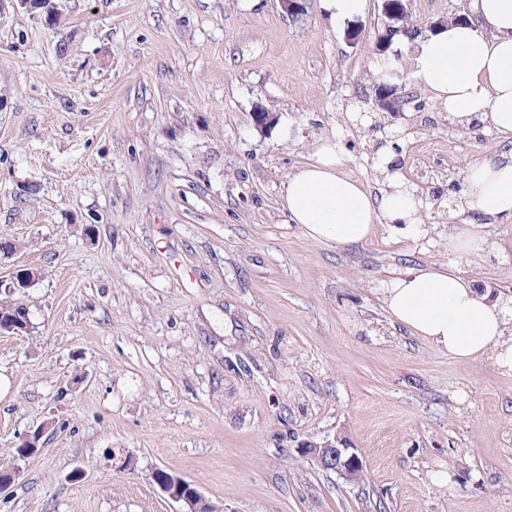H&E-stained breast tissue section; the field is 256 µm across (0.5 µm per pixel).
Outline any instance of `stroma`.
Segmentation results:
<instances>
[{
    "instance_id": "1",
    "label": "stroma",
    "mask_w": 512,
    "mask_h": 512,
    "mask_svg": "<svg viewBox=\"0 0 512 512\" xmlns=\"http://www.w3.org/2000/svg\"><path fill=\"white\" fill-rule=\"evenodd\" d=\"M368 2L335 26L320 0L294 16L279 0H54L53 25L0 0V236L19 244L0 255V301L30 319L0 335V461L16 469L0 512H182L160 470L224 512H512V372L448 357L379 299L447 261L467 162L512 145L438 112L396 40L390 131L424 236L319 243L281 206L326 136L383 188L350 118L378 83ZM426 143L429 178L411 168ZM486 231L494 248L466 273L511 298L512 218ZM21 265L37 276L15 291ZM337 434L359 481L295 451Z\"/></svg>"
}]
</instances>
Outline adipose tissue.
Instances as JSON below:
<instances>
[{"instance_id":"ef3b65f1","label":"adipose tissue","mask_w":512,"mask_h":512,"mask_svg":"<svg viewBox=\"0 0 512 512\" xmlns=\"http://www.w3.org/2000/svg\"><path fill=\"white\" fill-rule=\"evenodd\" d=\"M480 24L455 23L416 40L411 76L439 111L463 129L491 127L512 140V0H472ZM385 188L368 191L343 175L345 150L336 140L318 141L302 167L288 178L282 207L309 238L353 245L385 225L405 239L423 236V201L401 177L391 142L375 151ZM512 217V160H483L465 171L462 205L454 211L448 251L470 257L490 247L476 216ZM382 301L390 318L458 360L491 357L512 371V300L490 301L455 265L417 267L389 281Z\"/></svg>"}]
</instances>
